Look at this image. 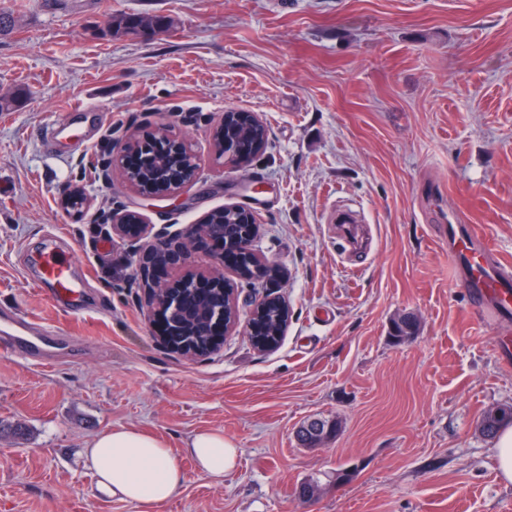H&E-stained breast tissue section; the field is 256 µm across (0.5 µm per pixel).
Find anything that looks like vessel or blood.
<instances>
[{"label":"vessel or blood","instance_id":"obj_1","mask_svg":"<svg viewBox=\"0 0 512 512\" xmlns=\"http://www.w3.org/2000/svg\"><path fill=\"white\" fill-rule=\"evenodd\" d=\"M336 238L345 254L366 252L367 239L353 218L340 224ZM448 252L453 258L456 277L467 288L471 305L478 312L507 318L512 313V267L504 265L488 243L468 225L462 224L456 213L448 215ZM72 257L46 246L37 251L33 263L42 279L54 287L61 299H76L83 292V281L77 277ZM0 333L9 336L12 345L7 355L22 351L43 355L55 349L58 343L55 328L34 330L26 318L11 313L0 315Z\"/></svg>","mask_w":512,"mask_h":512}]
</instances>
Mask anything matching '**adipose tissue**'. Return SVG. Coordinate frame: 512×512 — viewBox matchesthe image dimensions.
<instances>
[{
	"instance_id": "obj_1",
	"label": "adipose tissue",
	"mask_w": 512,
	"mask_h": 512,
	"mask_svg": "<svg viewBox=\"0 0 512 512\" xmlns=\"http://www.w3.org/2000/svg\"><path fill=\"white\" fill-rule=\"evenodd\" d=\"M200 470L213 480H223L235 467L238 451L223 433L196 434L187 445ZM98 478L99 488L119 500L153 512L156 505L172 498L182 487L185 474L170 449L134 429L108 430L84 450Z\"/></svg>"
}]
</instances>
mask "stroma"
<instances>
[{
    "label": "stroma",
    "mask_w": 512,
    "mask_h": 512,
    "mask_svg": "<svg viewBox=\"0 0 512 512\" xmlns=\"http://www.w3.org/2000/svg\"><path fill=\"white\" fill-rule=\"evenodd\" d=\"M0 308L54 326L49 365L0 359V512H140L101 500L83 457L133 428L186 475L154 512H512L495 439L479 422L512 404L502 329L471 306L431 229L457 212L512 264V0H0ZM170 18L142 37L117 16ZM87 115L71 112L74 102ZM254 114L264 150L216 157L226 111ZM188 140L193 182L146 200L112 165L160 124ZM81 190L87 208L64 195ZM244 206L273 273L234 282L222 348L186 356L161 339L140 279L144 246L213 210ZM360 214L369 255L345 259L331 219ZM143 231L117 236L112 213ZM74 252L80 312L31 265L44 241ZM284 299L278 347L257 348L251 296ZM417 334L394 342V319ZM337 437L300 447L306 419ZM223 433L235 468L214 482L186 453ZM352 475L337 481V470ZM324 486L295 495L305 480Z\"/></svg>",
    "instance_id": "stroma-1"
}]
</instances>
